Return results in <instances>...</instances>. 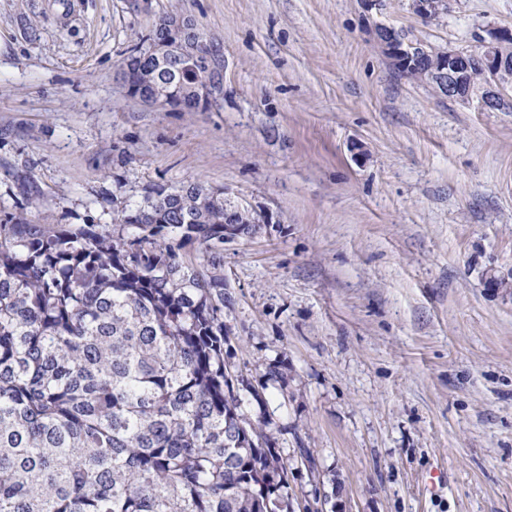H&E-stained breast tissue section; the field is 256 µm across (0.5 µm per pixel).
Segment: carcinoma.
<instances>
[{"label": "carcinoma", "instance_id": "obj_1", "mask_svg": "<svg viewBox=\"0 0 512 512\" xmlns=\"http://www.w3.org/2000/svg\"><path fill=\"white\" fill-rule=\"evenodd\" d=\"M209 77L138 52L193 108ZM202 183L110 224H0V512H289L288 464L238 410L224 364V226Z\"/></svg>", "mask_w": 512, "mask_h": 512}]
</instances>
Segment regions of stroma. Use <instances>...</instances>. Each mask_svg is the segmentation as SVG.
<instances>
[{
    "instance_id": "stroma-1",
    "label": "stroma",
    "mask_w": 512,
    "mask_h": 512,
    "mask_svg": "<svg viewBox=\"0 0 512 512\" xmlns=\"http://www.w3.org/2000/svg\"><path fill=\"white\" fill-rule=\"evenodd\" d=\"M215 38L204 111L117 75L170 6ZM512 0H0V222L108 224L200 182L267 216L224 241V361L291 512H512V112L405 77Z\"/></svg>"
}]
</instances>
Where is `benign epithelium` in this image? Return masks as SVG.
Listing matches in <instances>:
<instances>
[{
  "label": "benign epithelium",
  "mask_w": 512,
  "mask_h": 512,
  "mask_svg": "<svg viewBox=\"0 0 512 512\" xmlns=\"http://www.w3.org/2000/svg\"><path fill=\"white\" fill-rule=\"evenodd\" d=\"M156 28L170 37L153 42L149 52L153 54L159 67L165 68L174 60L182 62L184 67H193L199 63L207 70L214 67V56L203 55L197 51L198 29L195 22L181 14L168 13L156 20ZM383 45L399 65L424 68L434 76L443 77L444 91L448 98L459 99L462 104H477L483 112H512V77L507 66L496 53L501 39L512 35L508 28L487 26L476 34V45L471 50L449 49L441 51L435 57L423 50L417 54L396 38L392 30H382ZM480 64L484 75V87L475 94L461 95V75L468 72L474 64ZM223 77L206 78L197 86L200 104L209 103L217 98L222 90Z\"/></svg>",
  "instance_id": "benign-epithelium-1"
}]
</instances>
